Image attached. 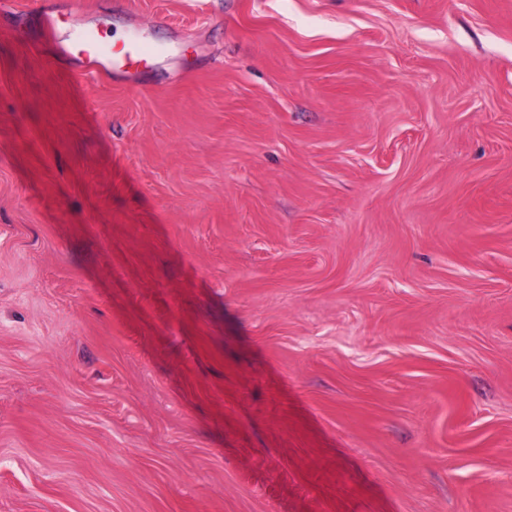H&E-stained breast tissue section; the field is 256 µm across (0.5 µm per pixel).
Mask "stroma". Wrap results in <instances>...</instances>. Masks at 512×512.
<instances>
[{"instance_id": "stroma-1", "label": "stroma", "mask_w": 512, "mask_h": 512, "mask_svg": "<svg viewBox=\"0 0 512 512\" xmlns=\"http://www.w3.org/2000/svg\"><path fill=\"white\" fill-rule=\"evenodd\" d=\"M0 512H512V0H0ZM155 49L140 43L123 45L119 50L102 48L94 32L87 31L75 44H61L57 46L56 53L70 57L84 64L83 75L93 74L98 65H107L111 68H120L134 58L153 55ZM106 59L107 64L101 60Z\"/></svg>"}]
</instances>
